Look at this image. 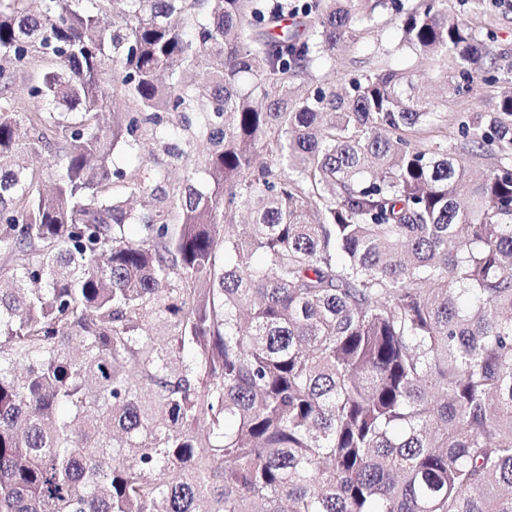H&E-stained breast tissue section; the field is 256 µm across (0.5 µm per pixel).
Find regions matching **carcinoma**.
<instances>
[{"label":"carcinoma","mask_w":512,"mask_h":512,"mask_svg":"<svg viewBox=\"0 0 512 512\" xmlns=\"http://www.w3.org/2000/svg\"><path fill=\"white\" fill-rule=\"evenodd\" d=\"M42 2L0 0V512H512V95L450 147L406 69L296 83L382 8L459 94L489 58L468 21ZM117 92L137 110L103 125ZM144 135L207 149L165 188L112 170ZM157 191L179 223L130 206ZM44 70L45 65L42 62H34L26 69L16 72L11 85V95L31 110L33 108L28 103L27 89L41 80Z\"/></svg>","instance_id":"obj_1"}]
</instances>
